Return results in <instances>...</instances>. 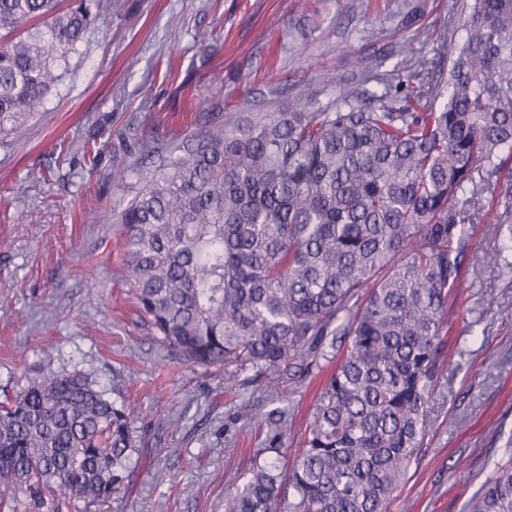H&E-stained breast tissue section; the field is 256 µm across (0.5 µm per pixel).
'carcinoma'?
I'll list each match as a JSON object with an SVG mask.
<instances>
[{
  "mask_svg": "<svg viewBox=\"0 0 512 512\" xmlns=\"http://www.w3.org/2000/svg\"><path fill=\"white\" fill-rule=\"evenodd\" d=\"M0 0V130L39 111L112 0ZM439 62L408 45L395 91L197 112L112 167L138 310L186 364L270 389L348 342L289 465L254 461L224 512H386L429 423L448 297L478 256L468 207L512 253V0H474ZM467 512H512V430ZM127 406L80 369L0 401V512H86L139 468ZM297 493L286 501L284 486Z\"/></svg>",
  "mask_w": 512,
  "mask_h": 512,
  "instance_id": "carcinoma-1",
  "label": "carcinoma"
}]
</instances>
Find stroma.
<instances>
[{
    "instance_id": "obj_1",
    "label": "stroma",
    "mask_w": 512,
    "mask_h": 512,
    "mask_svg": "<svg viewBox=\"0 0 512 512\" xmlns=\"http://www.w3.org/2000/svg\"><path fill=\"white\" fill-rule=\"evenodd\" d=\"M463 0H118L112 32L91 29L45 105L0 135V393L43 371L91 373L133 417L139 469L90 512H224L229 475L246 479L269 426L292 415L296 448L321 402V372L271 393L228 388L222 372L178 359L139 317L125 276L112 167L127 128L186 125L220 100L228 112L275 108L306 87L321 102L381 94L407 73L405 46L448 28ZM90 141L95 162L65 160ZM481 260L449 314L448 364L430 426L387 512H465L512 428V281L479 216L466 223ZM162 473L157 482L153 473Z\"/></svg>"
}]
</instances>
